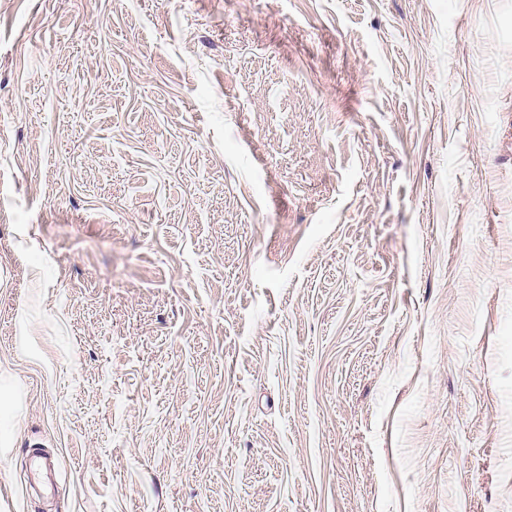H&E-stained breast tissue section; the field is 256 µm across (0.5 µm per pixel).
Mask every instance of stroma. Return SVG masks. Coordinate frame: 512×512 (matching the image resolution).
Returning a JSON list of instances; mask_svg holds the SVG:
<instances>
[{
	"mask_svg": "<svg viewBox=\"0 0 512 512\" xmlns=\"http://www.w3.org/2000/svg\"><path fill=\"white\" fill-rule=\"evenodd\" d=\"M0 512H512V0H0Z\"/></svg>",
	"mask_w": 512,
	"mask_h": 512,
	"instance_id": "1",
	"label": "stroma"
}]
</instances>
